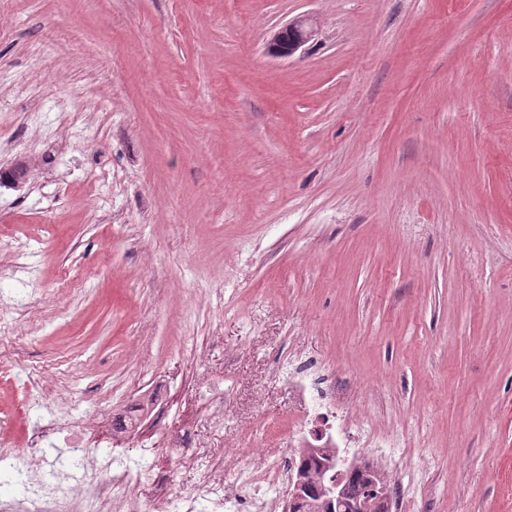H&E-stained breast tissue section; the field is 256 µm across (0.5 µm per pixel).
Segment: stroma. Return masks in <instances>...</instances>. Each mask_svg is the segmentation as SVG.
I'll return each mask as SVG.
<instances>
[{
  "label": "stroma",
  "mask_w": 512,
  "mask_h": 512,
  "mask_svg": "<svg viewBox=\"0 0 512 512\" xmlns=\"http://www.w3.org/2000/svg\"><path fill=\"white\" fill-rule=\"evenodd\" d=\"M1 73L0 166L30 172L0 317L65 412L164 427L219 393L194 434L229 479L280 452L306 364L397 438L406 512H512V0H0ZM25 399L0 378L22 453ZM316 30L299 20L293 24L286 25L274 34L268 44V51L271 56L287 58L296 53L306 42L315 36Z\"/></svg>",
  "instance_id": "obj_1"
}]
</instances>
